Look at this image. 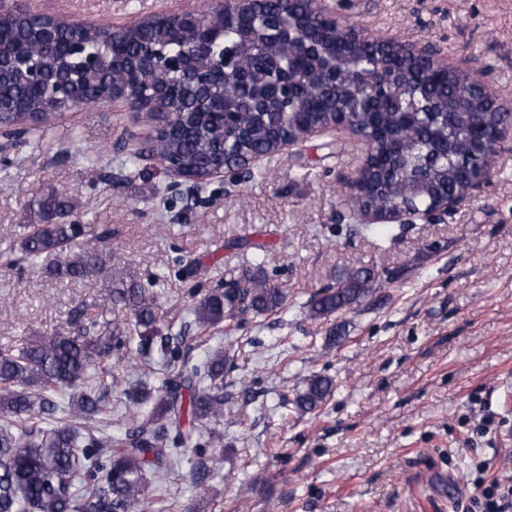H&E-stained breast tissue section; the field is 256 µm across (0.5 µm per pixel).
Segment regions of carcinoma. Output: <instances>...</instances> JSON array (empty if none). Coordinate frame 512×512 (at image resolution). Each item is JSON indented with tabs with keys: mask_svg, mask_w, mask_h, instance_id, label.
<instances>
[{
	"mask_svg": "<svg viewBox=\"0 0 512 512\" xmlns=\"http://www.w3.org/2000/svg\"><path fill=\"white\" fill-rule=\"evenodd\" d=\"M226 53L248 71L247 83L213 76L212 63ZM31 69L43 76L35 89L26 79ZM115 87L160 118L154 153L183 175L244 168L311 127L346 119L373 157L352 207L377 212L423 211L461 193L474 167L498 152L497 131L509 119L472 76L432 73L409 50L324 25L302 0H263L246 14L220 5L197 18L155 15L112 34L61 16L0 13L1 121L47 127L65 110L111 103ZM70 212L56 189L28 201L31 230L4 250L5 264L60 254L86 235V225L66 221ZM111 260L104 248L83 249L50 274L102 276ZM265 263L228 273L216 288L192 286L194 323L216 329L281 309L287 295ZM375 281L371 268L344 272L336 287L311 295L309 316L327 319L359 305ZM92 306L91 320L78 310L69 329L0 348V414L15 418L0 424V512H147L150 481L175 473L187 450L198 457L197 486L219 464L205 455L223 441L224 351L189 366L171 311L135 275L114 277ZM154 353L169 376L157 388L138 380L123 390L133 406L151 408L114 437L101 364ZM334 386L329 376H310L296 407L321 406Z\"/></svg>",
	"mask_w": 512,
	"mask_h": 512,
	"instance_id": "carcinoma-1",
	"label": "carcinoma"
}]
</instances>
